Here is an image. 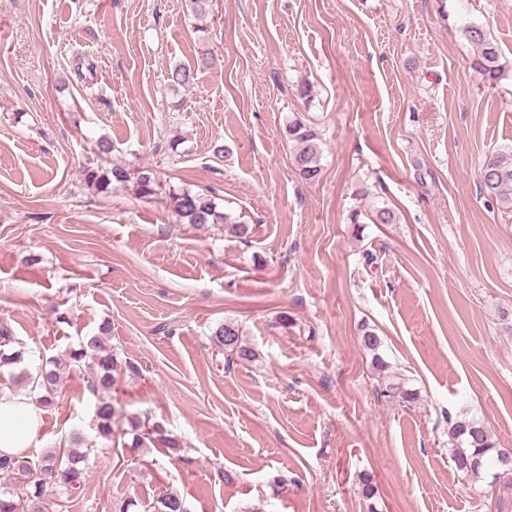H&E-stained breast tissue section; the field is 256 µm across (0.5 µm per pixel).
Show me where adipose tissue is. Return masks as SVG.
Masks as SVG:
<instances>
[{"label": "adipose tissue", "instance_id": "adipose-tissue-1", "mask_svg": "<svg viewBox=\"0 0 512 512\" xmlns=\"http://www.w3.org/2000/svg\"><path fill=\"white\" fill-rule=\"evenodd\" d=\"M40 427V409L29 396L0 392V456L22 457Z\"/></svg>", "mask_w": 512, "mask_h": 512}]
</instances>
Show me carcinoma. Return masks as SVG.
I'll list each match as a JSON object with an SVG mask.
<instances>
[{
  "label": "carcinoma",
  "mask_w": 512,
  "mask_h": 512,
  "mask_svg": "<svg viewBox=\"0 0 512 512\" xmlns=\"http://www.w3.org/2000/svg\"><path fill=\"white\" fill-rule=\"evenodd\" d=\"M468 42L475 46L477 55L474 67L487 82H496L506 71V64L501 61V53L487 37L483 27L470 25L463 30ZM197 76V71L183 65L170 69L167 81L172 86H189ZM284 133L295 142L296 151L293 163L299 176L313 182L319 179L321 167V149L316 131L302 120L289 121ZM83 181L86 186L106 194L112 191L113 184L127 182L128 173L119 166L103 168L87 165L82 168ZM137 192L148 197L156 193L159 182L155 174L142 170L136 177ZM480 188L495 200L498 212L512 223V147L498 149L484 163L480 172ZM170 208L178 223L205 226L207 224L224 225V236L248 242V225L239 217H233L219 210L215 197L205 192L181 190L170 193ZM367 219L373 224H392L394 212L388 207H376L367 213ZM108 327L101 328V335L90 336L79 342L78 347L70 350L69 358L77 365H84L91 370L93 391L103 396L98 401L95 416L99 437H112V420L116 410L107 398L117 382L118 361L105 343L104 335ZM216 344L227 352V363L235 360H251L253 350L247 346L243 331L235 321H226L214 332ZM361 342L364 348L373 354L376 367L383 370L387 362L380 354L383 347L382 338L367 327L361 328ZM16 343L14 336L6 327H0V368L21 363L23 351L5 352V347ZM12 380L28 388L36 402L48 406L57 393L60 382L59 364L42 367L33 374L26 369L12 375ZM380 387L385 395L395 394L405 402L415 400V394L408 391L400 381L381 378ZM128 434L132 435L130 447L147 448L155 443L163 445L171 453H178L184 448L181 438L167 433L159 424L152 425L137 416L127 418ZM448 437L454 440L450 459L458 473L464 478H478L493 469L503 470L501 449L497 448L489 430L478 420L460 419L448 421ZM93 447L80 429L69 434V447L62 450L45 452L36 463L20 457H0V470L13 476V480L0 481V512H62L63 498L69 497L81 489L84 477L90 465ZM160 512H186L183 498L176 493H168L157 501Z\"/></svg>",
  "instance_id": "cac0c4a2"
}]
</instances>
